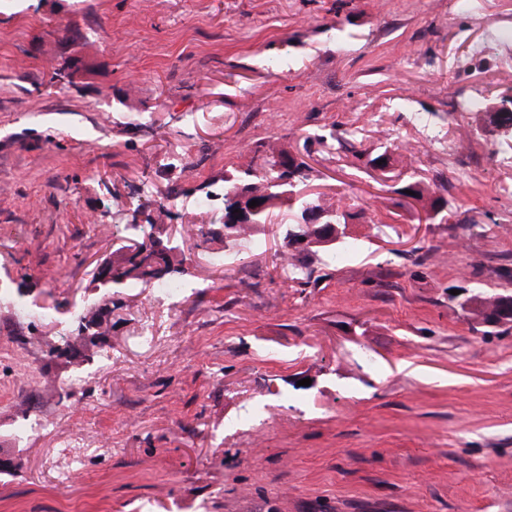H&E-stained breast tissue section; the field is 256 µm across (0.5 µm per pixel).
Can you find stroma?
<instances>
[{"mask_svg":"<svg viewBox=\"0 0 512 512\" xmlns=\"http://www.w3.org/2000/svg\"><path fill=\"white\" fill-rule=\"evenodd\" d=\"M460 2L0 0V512H512V327L463 306L512 291V170L480 134L427 146L512 86V0ZM272 147L358 214L337 256L291 247L294 281L286 215L250 245L219 222ZM381 147L410 165L379 177ZM402 178L449 223L385 228ZM163 198L179 288L99 298ZM110 330L109 324L100 318L98 310H96L90 319L87 320L86 316L80 319L77 336L91 345L97 346L99 337L107 336Z\"/></svg>","mask_w":512,"mask_h":512,"instance_id":"obj_1","label":"stroma"}]
</instances>
